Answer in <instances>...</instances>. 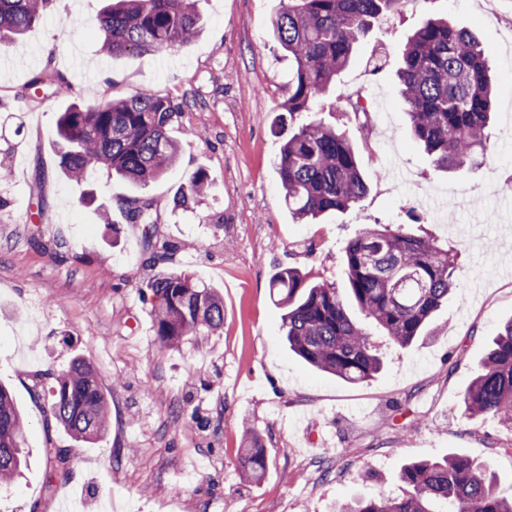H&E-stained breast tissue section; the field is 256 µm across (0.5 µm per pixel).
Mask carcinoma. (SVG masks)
I'll list each match as a JSON object with an SVG mask.
<instances>
[{
    "label": "carcinoma",
    "mask_w": 512,
    "mask_h": 512,
    "mask_svg": "<svg viewBox=\"0 0 512 512\" xmlns=\"http://www.w3.org/2000/svg\"><path fill=\"white\" fill-rule=\"evenodd\" d=\"M54 0H0V44L14 41L39 23ZM398 0H286L271 20L273 39L294 61L288 97L275 120L285 136L276 170L288 211L315 219L344 211L367 192L358 147L347 134L318 119L298 122L351 60L356 44ZM102 49L111 57L171 52L201 32L199 0H108L98 18ZM397 76L410 131L434 166L461 168L486 149L493 108L489 64L474 33L442 18L426 20L408 39ZM26 89L70 96L67 75L47 61ZM199 111L194 99L179 102L149 88L85 107L72 103L60 113L56 136L59 168L71 181H85L98 166L145 187L178 158L169 136L173 122ZM210 176L191 174L174 200L177 207L203 194ZM126 220L154 223L149 197L126 201ZM348 295L364 321L348 314L333 284L313 283L300 268L276 269L272 295L285 309L289 348L311 367L350 384L369 380L382 368V346L409 348L429 318L457 288L455 257L432 240L403 234L389 225L368 227L343 247ZM158 343L178 346L186 337L224 326V300L186 271H162L142 290ZM382 333L374 339L367 324ZM52 417L75 439L94 443L104 432L108 400L93 367L75 357L48 392ZM462 404L471 418L491 415L512 431V319L498 332ZM24 426L12 395L0 386V484L22 465ZM239 465L259 479L268 459L258 435L247 433ZM402 494L355 498L337 512H512V499L495 493L487 469L449 454L411 462L399 474Z\"/></svg>",
    "instance_id": "cac0c4a2"
}]
</instances>
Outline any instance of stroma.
Listing matches in <instances>:
<instances>
[{
    "instance_id": "1",
    "label": "stroma",
    "mask_w": 512,
    "mask_h": 512,
    "mask_svg": "<svg viewBox=\"0 0 512 512\" xmlns=\"http://www.w3.org/2000/svg\"><path fill=\"white\" fill-rule=\"evenodd\" d=\"M71 2L54 0L0 47V154L11 163L0 176V385L26 425V463L0 487V512H336L354 496L400 492L405 462L451 452L486 465L511 498L512 432L469 417L460 399L512 317V0H402L374 22L316 109L359 143L368 190L310 224L291 217L276 173L284 138L271 124L293 74L269 32L281 0H200L196 40L117 58L94 31L103 0H82L81 30ZM437 16L479 38L495 77L487 150L448 171L412 137L396 77L408 37ZM50 59L73 98L26 96ZM142 87L202 106L170 129L177 162L143 189L104 169L68 180L59 113ZM357 95L369 100L365 146L345 105ZM199 169L212 184L190 208L175 207ZM141 194L158 214L148 231L122 213ZM429 207L446 210V223H433ZM374 224L458 251V288L412 347L388 348L374 378L349 384L289 350L269 279L290 265L345 288L342 246ZM161 271L216 288L223 329L160 347L140 290ZM77 355L108 398L107 429L92 444L57 425L44 393ZM247 427L270 458L257 481L238 466Z\"/></svg>"
}]
</instances>
